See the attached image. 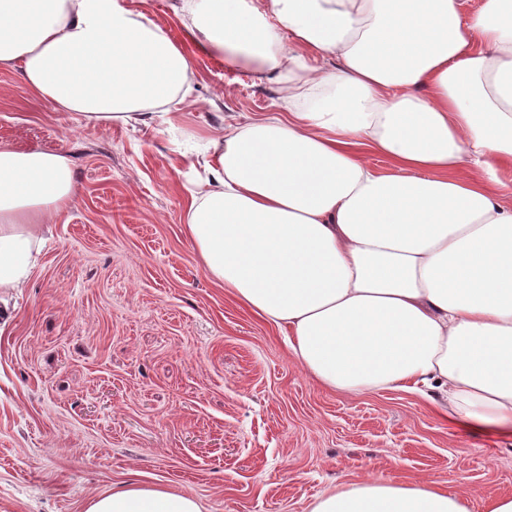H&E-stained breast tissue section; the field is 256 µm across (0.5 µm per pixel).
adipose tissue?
I'll list each match as a JSON object with an SVG mask.
<instances>
[{"label":"adipose tissue","mask_w":512,"mask_h":512,"mask_svg":"<svg viewBox=\"0 0 512 512\" xmlns=\"http://www.w3.org/2000/svg\"><path fill=\"white\" fill-rule=\"evenodd\" d=\"M174 39L122 0H0V67L88 124L182 102L193 59L279 87L212 126L185 232L207 273L284 332L313 380L406 390L512 436V0H178ZM385 158L379 172L367 154ZM75 165L0 145V290L25 288ZM463 488L375 476L310 512H470ZM86 512H202L131 484Z\"/></svg>","instance_id":"1"}]
</instances>
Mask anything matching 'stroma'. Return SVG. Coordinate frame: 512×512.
Returning <instances> with one entry per match:
<instances>
[{"label": "stroma", "mask_w": 512, "mask_h": 512, "mask_svg": "<svg viewBox=\"0 0 512 512\" xmlns=\"http://www.w3.org/2000/svg\"><path fill=\"white\" fill-rule=\"evenodd\" d=\"M277 102L273 84L203 58L168 116L87 124L0 68V144L76 169L0 328V512H85L130 482L202 512H309L369 474L464 482L472 512L512 495V438L448 425L414 392L323 388L207 275L182 222L187 153L205 125Z\"/></svg>", "instance_id": "obj_1"}]
</instances>
